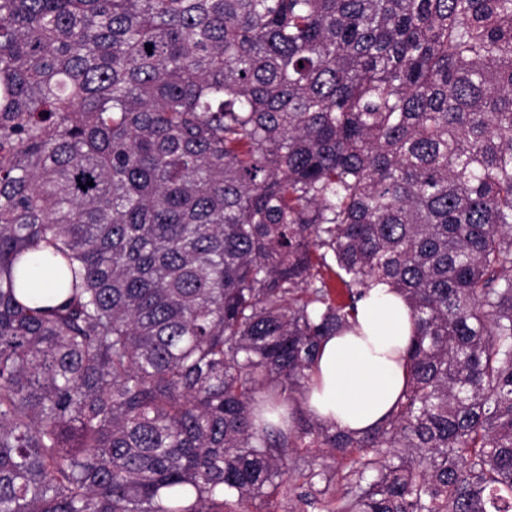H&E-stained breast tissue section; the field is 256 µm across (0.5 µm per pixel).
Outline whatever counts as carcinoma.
<instances>
[{
	"mask_svg": "<svg viewBox=\"0 0 512 512\" xmlns=\"http://www.w3.org/2000/svg\"><path fill=\"white\" fill-rule=\"evenodd\" d=\"M383 280L393 414L267 420ZM0 512H512V0H0ZM31 287L41 297L43 303L53 304L62 299L61 292L56 291L55 275L48 259L34 271Z\"/></svg>",
	"mask_w": 512,
	"mask_h": 512,
	"instance_id": "cac0c4a2",
	"label": "carcinoma"
}]
</instances>
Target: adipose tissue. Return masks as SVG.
Masks as SVG:
<instances>
[{"label": "adipose tissue", "instance_id": "adipose-tissue-1", "mask_svg": "<svg viewBox=\"0 0 512 512\" xmlns=\"http://www.w3.org/2000/svg\"><path fill=\"white\" fill-rule=\"evenodd\" d=\"M414 334L404 297L387 283L374 284L358 304L355 329L324 338L305 411L357 436L380 426L406 388V354Z\"/></svg>", "mask_w": 512, "mask_h": 512}]
</instances>
